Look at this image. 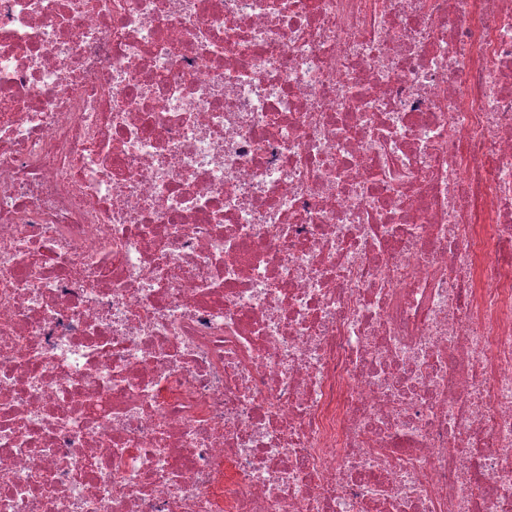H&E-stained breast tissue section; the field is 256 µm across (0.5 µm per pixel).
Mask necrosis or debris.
I'll return each mask as SVG.
<instances>
[{
	"instance_id": "obj_1",
	"label": "necrosis or debris",
	"mask_w": 512,
	"mask_h": 512,
	"mask_svg": "<svg viewBox=\"0 0 512 512\" xmlns=\"http://www.w3.org/2000/svg\"><path fill=\"white\" fill-rule=\"evenodd\" d=\"M0 512H512V0H0Z\"/></svg>"
}]
</instances>
